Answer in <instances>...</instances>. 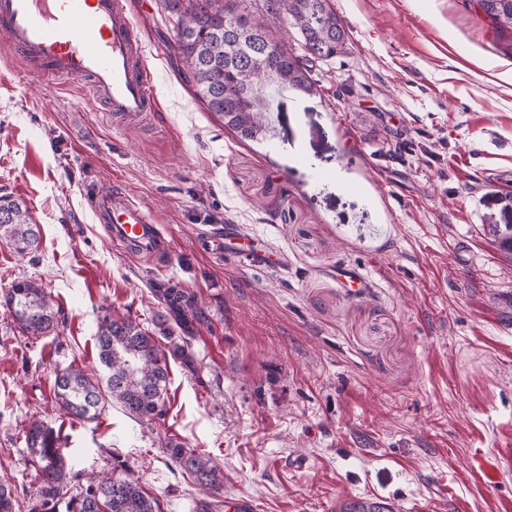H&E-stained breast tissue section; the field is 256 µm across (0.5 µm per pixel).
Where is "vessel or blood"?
<instances>
[{
    "label": "vessel or blood",
    "mask_w": 512,
    "mask_h": 512,
    "mask_svg": "<svg viewBox=\"0 0 512 512\" xmlns=\"http://www.w3.org/2000/svg\"><path fill=\"white\" fill-rule=\"evenodd\" d=\"M0 38L30 62V76L46 89L82 81L86 95L102 111L127 120L160 109L132 0H0ZM90 206L124 253L146 260L168 253L157 220L131 194L100 192ZM216 253L225 261L267 270L286 264L282 253L238 224L225 225ZM336 277L360 295L370 287L355 265L337 266Z\"/></svg>",
    "instance_id": "obj_1"
}]
</instances>
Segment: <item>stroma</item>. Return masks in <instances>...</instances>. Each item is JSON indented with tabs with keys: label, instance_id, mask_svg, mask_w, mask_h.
<instances>
[{
	"label": "stroma",
	"instance_id": "stroma-1",
	"mask_svg": "<svg viewBox=\"0 0 512 512\" xmlns=\"http://www.w3.org/2000/svg\"><path fill=\"white\" fill-rule=\"evenodd\" d=\"M162 103L117 123L80 82L40 91L0 45V195L27 207L39 250L0 243V482L31 512L40 423L82 474L124 463L159 512L200 494L166 453L209 454L224 491L256 512H329L382 498L394 512H512V58L468 0H331L348 35L315 63L314 92L283 90L266 136L244 139L180 75L176 17L138 0ZM131 192L163 220L168 261L115 247L89 207ZM245 225L279 271L224 261L205 238ZM364 269L358 296L338 265ZM50 292L62 322L22 333L3 300L18 280ZM170 280L209 315L193 365L171 366L167 413L64 412L58 372L102 379L101 312L151 324Z\"/></svg>",
	"mask_w": 512,
	"mask_h": 512
}]
</instances>
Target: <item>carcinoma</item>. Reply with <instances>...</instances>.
Returning a JSON list of instances; mask_svg holds the SVG:
<instances>
[{
  "label": "carcinoma",
  "instance_id": "carcinoma-1",
  "mask_svg": "<svg viewBox=\"0 0 512 512\" xmlns=\"http://www.w3.org/2000/svg\"><path fill=\"white\" fill-rule=\"evenodd\" d=\"M235 0H164L165 8L179 16L176 50L183 62L185 81L206 109L224 119V126L245 139H253L267 126L268 110L247 100L244 90L257 75L274 74L275 86L310 93L315 89L310 73L316 62L340 53L347 30L330 0H266V12L286 17L297 29L302 53L286 44L265 51L269 35L264 21L238 13ZM483 14L501 35V51L512 58V0H479ZM237 15L239 26L255 40L244 43L224 27V12ZM490 232L501 251L512 253V224H492ZM41 229L28 210L9 195L0 196V243L18 254L39 248ZM151 293L163 312L149 328L131 316L104 313L98 319L96 341L100 364L106 369L101 384L78 368H68L55 378L56 399L62 409L79 420L90 421L112 404L129 417L150 422L166 414L169 366L176 360L192 368L195 329L209 321L195 295L171 281L156 283ZM11 316L22 333L44 336L59 326L61 311L50 293L34 280L12 284L5 297ZM31 445L38 446L41 483L40 509L53 510L66 502L67 512H156L155 499L146 496L129 469L82 476L72 472L66 457L47 442L41 426L28 430ZM172 461L190 474L196 486L209 495L223 488V475L211 458L179 444H169ZM86 478L81 491L71 494L72 482ZM340 512H393L382 499L347 501Z\"/></svg>",
  "mask_w": 512,
  "mask_h": 512
}]
</instances>
